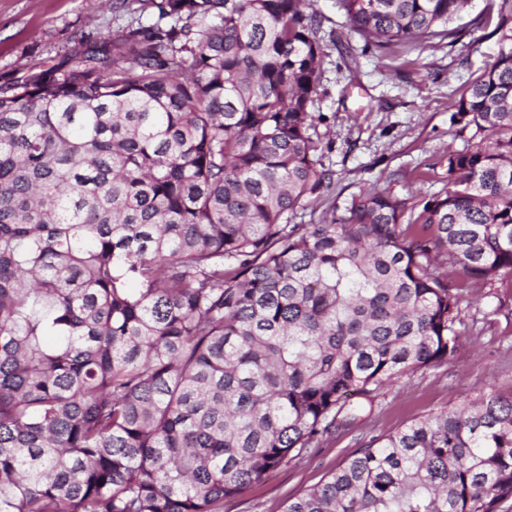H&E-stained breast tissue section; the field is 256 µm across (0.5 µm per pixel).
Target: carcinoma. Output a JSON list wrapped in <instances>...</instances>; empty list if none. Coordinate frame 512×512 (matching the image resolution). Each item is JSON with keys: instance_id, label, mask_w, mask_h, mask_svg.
Masks as SVG:
<instances>
[{"instance_id": "carcinoma-1", "label": "carcinoma", "mask_w": 512, "mask_h": 512, "mask_svg": "<svg viewBox=\"0 0 512 512\" xmlns=\"http://www.w3.org/2000/svg\"><path fill=\"white\" fill-rule=\"evenodd\" d=\"M452 104L448 190L331 182L311 0L154 9L0 89V512H224L394 379L454 358L461 296L512 276V0ZM469 0H336L385 49L456 39ZM512 398L382 437L283 512H497Z\"/></svg>"}]
</instances>
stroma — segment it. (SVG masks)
Returning <instances> with one entry per match:
<instances>
[{"mask_svg":"<svg viewBox=\"0 0 512 512\" xmlns=\"http://www.w3.org/2000/svg\"><path fill=\"white\" fill-rule=\"evenodd\" d=\"M487 5L470 0L454 23L456 42L423 38L385 50L350 33L336 0H313L323 17L317 36L324 57L312 113L319 161L335 176L296 223L331 218L333 207L362 190L427 198L446 188L448 155L472 135L453 124L451 105L498 51L491 27L475 25ZM130 20L99 0H0V88L27 71L64 64L77 40L100 41ZM461 294L452 360L396 379L368 419L328 435L225 503L224 512H282L288 498L327 478L369 439L467 399L512 397V278L467 281Z\"/></svg>","mask_w":512,"mask_h":512,"instance_id":"obj_1","label":"stroma"}]
</instances>
